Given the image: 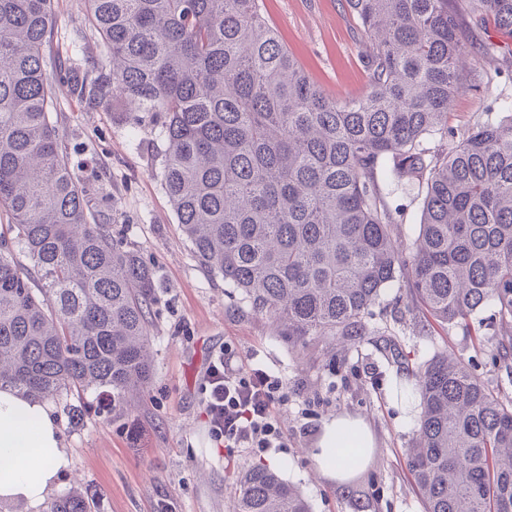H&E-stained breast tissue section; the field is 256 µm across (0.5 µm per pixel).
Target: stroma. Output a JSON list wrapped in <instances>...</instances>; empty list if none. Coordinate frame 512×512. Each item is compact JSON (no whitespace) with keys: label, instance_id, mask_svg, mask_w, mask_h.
Instances as JSON below:
<instances>
[{"label":"stroma","instance_id":"35a3bbf8","mask_svg":"<svg viewBox=\"0 0 512 512\" xmlns=\"http://www.w3.org/2000/svg\"><path fill=\"white\" fill-rule=\"evenodd\" d=\"M264 7L281 40L328 97L347 99L365 90L361 29L341 0H264ZM87 16L86 0H54L45 49L49 74L105 64V48ZM507 97L512 79L504 76L460 93L448 125L461 133L494 120L495 99ZM53 119L72 168L91 179L90 209L154 267L160 288L152 315L154 370L137 409L113 416L94 390L51 402L70 465L30 512H51L69 491L88 499L90 512H163L168 504L173 512H229L239 473L256 463L298 487L311 512H424L406 465L420 397L404 401L398 391L411 386L412 371L448 351L490 390L512 396L504 368L494 363L495 306L485 305L469 325L423 334L409 318L389 311L394 298L408 296L407 287L395 286L372 307L368 335L348 341L336 355L318 339L292 348L193 256L162 182L167 143L155 114L144 113L135 127L115 107L89 105L62 84ZM226 346L240 367L259 364L287 380L288 403L278 412L286 447L231 458L211 436L203 375L211 353ZM336 416L363 420L375 437L364 476L343 486L318 474L314 456L323 421Z\"/></svg>","mask_w":512,"mask_h":512}]
</instances>
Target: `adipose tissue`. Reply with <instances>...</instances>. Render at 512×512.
Instances as JSON below:
<instances>
[{
    "mask_svg": "<svg viewBox=\"0 0 512 512\" xmlns=\"http://www.w3.org/2000/svg\"><path fill=\"white\" fill-rule=\"evenodd\" d=\"M347 429L356 430L361 447H372L363 421L333 417L322 426L315 454L319 473L340 484L349 478L352 466L330 458L329 450ZM68 466L47 405L12 388L0 389V499L36 506Z\"/></svg>",
    "mask_w": 512,
    "mask_h": 512,
    "instance_id": "obj_1",
    "label": "adipose tissue"
}]
</instances>
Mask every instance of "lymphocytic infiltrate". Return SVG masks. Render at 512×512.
Returning a JSON list of instances; mask_svg holds the SVG:
<instances>
[{"label": "lymphocytic infiltrate", "mask_w": 512, "mask_h": 512, "mask_svg": "<svg viewBox=\"0 0 512 512\" xmlns=\"http://www.w3.org/2000/svg\"><path fill=\"white\" fill-rule=\"evenodd\" d=\"M203 394L210 433L227 450L262 453L284 446L286 434L275 414L288 402V384L281 376L259 366H234L226 348L210 359Z\"/></svg>", "instance_id": "lymphocytic-infiltrate-1"}]
</instances>
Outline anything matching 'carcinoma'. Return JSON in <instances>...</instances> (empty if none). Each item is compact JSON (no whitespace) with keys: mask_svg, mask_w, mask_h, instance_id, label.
<instances>
[{"mask_svg":"<svg viewBox=\"0 0 512 512\" xmlns=\"http://www.w3.org/2000/svg\"><path fill=\"white\" fill-rule=\"evenodd\" d=\"M369 80L339 101L312 83L263 0H88L109 71L66 78L90 104L164 118L162 180L198 262L295 348L365 334L383 291L412 320L467 323L497 308L512 359V100L459 134L448 107L479 88L468 21L512 34V0H342ZM52 0H0V387L32 399L108 388L112 415L148 384L154 271L87 205L52 120L44 68ZM421 189L419 229L393 236L388 185ZM31 261L25 268L16 251ZM421 418L407 466L425 512H512V399L452 354L412 373ZM233 512H310L265 466L238 478ZM51 512H90L65 495Z\"/></svg>","mask_w":512,"mask_h":512,"instance_id":"cac0c4a2","label":"carcinoma"}]
</instances>
